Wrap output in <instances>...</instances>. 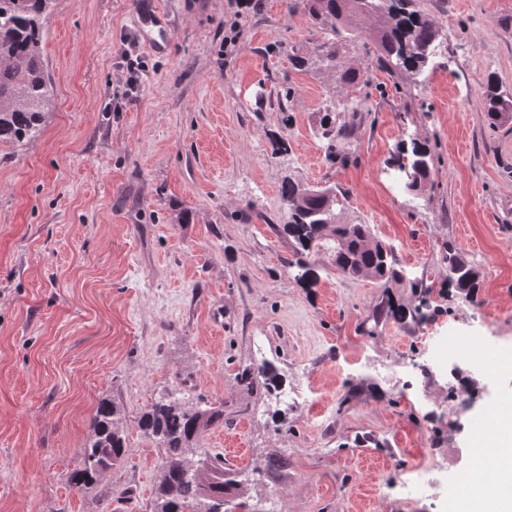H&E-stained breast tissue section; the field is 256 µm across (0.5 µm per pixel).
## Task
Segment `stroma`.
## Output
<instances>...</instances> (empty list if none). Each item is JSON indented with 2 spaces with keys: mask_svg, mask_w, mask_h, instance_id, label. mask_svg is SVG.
Returning <instances> with one entry per match:
<instances>
[{
  "mask_svg": "<svg viewBox=\"0 0 512 512\" xmlns=\"http://www.w3.org/2000/svg\"><path fill=\"white\" fill-rule=\"evenodd\" d=\"M159 2L164 54L143 42L142 0H55L43 132L0 145V512H151L161 456L137 418L171 391L223 403L198 445L249 512H412L394 481L431 460L466 501L457 451L512 397L483 367L512 354V123L490 126L484 98L492 80L512 96V0H418L438 33L418 76L371 67L360 21L340 52L366 81L345 91L293 66L322 35L290 0ZM331 110L348 128L332 147ZM413 138L431 167L416 191L391 165ZM286 178L346 193L339 223L370 225L402 280L349 279L321 253L303 287ZM450 245L479 273L477 302L448 289ZM388 298L396 316L374 321ZM451 330L472 339L453 358ZM265 361L287 398L242 385ZM454 367L476 397L463 416ZM105 399L125 463L78 490Z\"/></svg>",
  "mask_w": 512,
  "mask_h": 512,
  "instance_id": "obj_1",
  "label": "stroma"
}]
</instances>
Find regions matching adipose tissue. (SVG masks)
<instances>
[{
	"mask_svg": "<svg viewBox=\"0 0 512 512\" xmlns=\"http://www.w3.org/2000/svg\"><path fill=\"white\" fill-rule=\"evenodd\" d=\"M490 426L495 437L483 452L493 469L494 482L479 485L477 494L483 502L495 503L498 512H512V430L498 418Z\"/></svg>",
	"mask_w": 512,
	"mask_h": 512,
	"instance_id": "obj_1",
	"label": "adipose tissue"
}]
</instances>
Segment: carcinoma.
<instances>
[{"instance_id": "1", "label": "carcinoma", "mask_w": 512, "mask_h": 512, "mask_svg": "<svg viewBox=\"0 0 512 512\" xmlns=\"http://www.w3.org/2000/svg\"><path fill=\"white\" fill-rule=\"evenodd\" d=\"M51 2L0 0V143L28 141L42 131L45 109L52 96L41 53ZM290 9L301 10L324 34V41L316 43L311 54H294L295 66L333 73L341 90L358 83L363 73L337 63L336 38L357 26L361 17L372 19L374 61L378 69L388 74H421L437 39V31L419 9L417 0H291ZM486 115L494 126L512 118V104L492 83L486 90ZM324 120L323 136L329 142L344 136L346 128L337 124L335 113H326ZM428 158L426 144L418 139L398 146L392 166L407 167L413 174L406 189L416 191L429 179ZM280 193L288 208V223L283 225V231L298 255L300 281L308 283L315 278L307 259L321 251L347 277L379 281L403 278L402 271L395 267L391 248L373 236L370 225L336 222L334 206L340 204L337 193L328 196L324 189L306 187L290 178L282 181ZM445 261L448 286L475 301L478 272L455 249L448 250ZM241 382L250 389L260 386L269 395L280 385L277 373L265 364L242 372ZM122 420L121 411L113 402L99 403L93 418L94 435L83 448L82 466L69 476L73 487L85 488L122 465L126 453ZM223 423L224 404L203 409L188 406L173 395L152 403L141 413L137 428L162 456L155 474L151 512H227L224 496L231 491V481L221 480L207 495L193 469L198 452L195 442L203 431Z\"/></svg>"}]
</instances>
